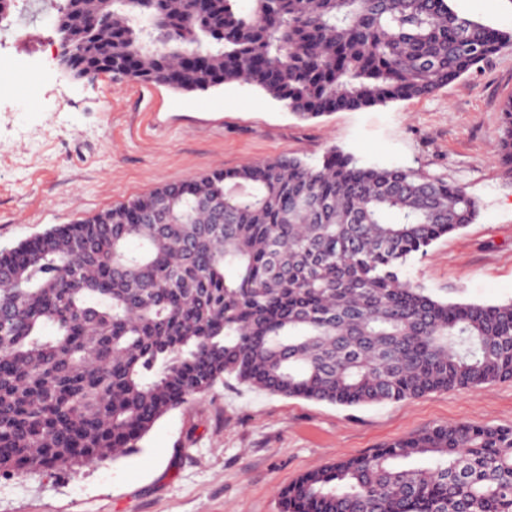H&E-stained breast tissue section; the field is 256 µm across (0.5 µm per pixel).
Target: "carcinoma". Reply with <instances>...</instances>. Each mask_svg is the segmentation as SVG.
Wrapping results in <instances>:
<instances>
[{"label":"carcinoma","mask_w":512,"mask_h":512,"mask_svg":"<svg viewBox=\"0 0 512 512\" xmlns=\"http://www.w3.org/2000/svg\"><path fill=\"white\" fill-rule=\"evenodd\" d=\"M55 29L73 76L241 83L300 120L427 97L512 46L450 0H59ZM188 47L203 67L181 62ZM502 112L512 165V98ZM477 214L440 178L334 149L213 169L0 251V477L127 455L227 378L344 407L511 381L512 302H444L400 278ZM279 500L512 512V428L429 429L308 471Z\"/></svg>","instance_id":"carcinoma-1"}]
</instances>
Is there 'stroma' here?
<instances>
[{
    "label": "stroma",
    "mask_w": 512,
    "mask_h": 512,
    "mask_svg": "<svg viewBox=\"0 0 512 512\" xmlns=\"http://www.w3.org/2000/svg\"><path fill=\"white\" fill-rule=\"evenodd\" d=\"M452 5L512 30V0ZM53 17L16 0L0 25V63L37 85L0 93V250L216 168L292 155L317 164L336 148L476 199V220L412 256L402 279L445 302L512 300V166L500 157L512 47L428 97L304 121L247 85L178 93L108 74L73 79L56 60ZM456 423L512 426V381L342 407L229 379L165 415L127 456L0 477V512H279V490L304 472Z\"/></svg>",
    "instance_id": "35a3bbf8"
}]
</instances>
